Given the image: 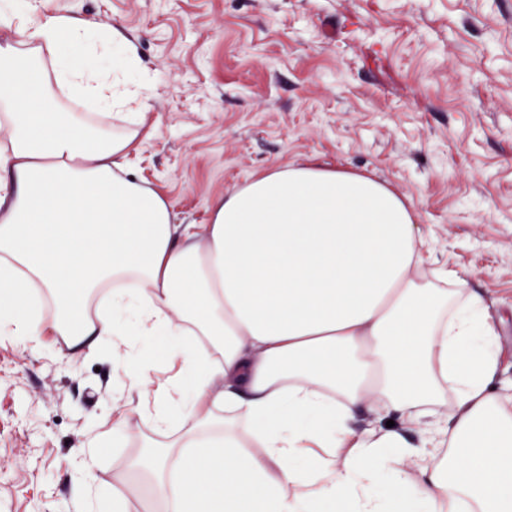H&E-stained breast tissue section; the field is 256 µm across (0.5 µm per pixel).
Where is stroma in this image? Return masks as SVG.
Instances as JSON below:
<instances>
[{
	"mask_svg": "<svg viewBox=\"0 0 512 512\" xmlns=\"http://www.w3.org/2000/svg\"><path fill=\"white\" fill-rule=\"evenodd\" d=\"M118 24L152 79L154 121L127 159L177 223L256 173L315 158L374 173L414 205L435 257L493 299L512 382V0H38ZM159 338L75 354L0 335V512H95L76 465L112 430L124 365L169 377ZM143 401L93 471L105 506L150 512L114 476L152 435Z\"/></svg>",
	"mask_w": 512,
	"mask_h": 512,
	"instance_id": "obj_1",
	"label": "stroma"
}]
</instances>
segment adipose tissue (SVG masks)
Here are the masks:
<instances>
[{
  "label": "adipose tissue",
  "mask_w": 512,
  "mask_h": 512,
  "mask_svg": "<svg viewBox=\"0 0 512 512\" xmlns=\"http://www.w3.org/2000/svg\"><path fill=\"white\" fill-rule=\"evenodd\" d=\"M136 59L120 26L64 14L0 39V334L81 353L131 322L167 341L182 377L125 370L155 410L131 465L159 512H512L490 302L457 270L419 276L410 200L308 159L176 223L125 168L151 118ZM60 95L94 109L54 111Z\"/></svg>",
  "instance_id": "1"
}]
</instances>
